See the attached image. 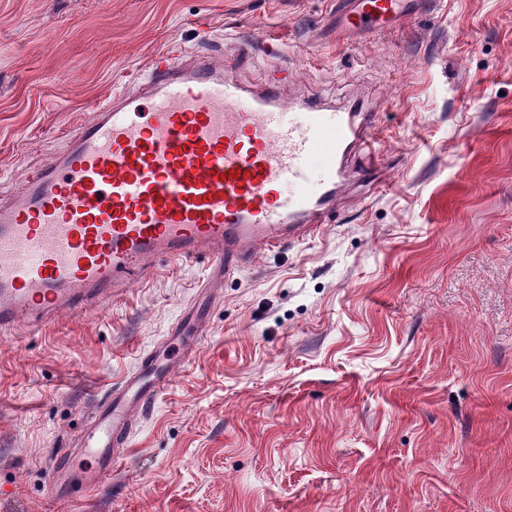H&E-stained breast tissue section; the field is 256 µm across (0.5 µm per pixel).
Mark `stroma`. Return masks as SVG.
<instances>
[{
	"label": "stroma",
	"mask_w": 512,
	"mask_h": 512,
	"mask_svg": "<svg viewBox=\"0 0 512 512\" xmlns=\"http://www.w3.org/2000/svg\"><path fill=\"white\" fill-rule=\"evenodd\" d=\"M265 42L295 94H363L392 186L203 303L206 261L0 334V512H512V0H430L352 39L335 0H0V196L152 54ZM169 343L110 485L49 501L57 452Z\"/></svg>",
	"instance_id": "35a3bbf8"
}]
</instances>
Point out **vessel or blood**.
<instances>
[{
	"label": "vessel or blood",
	"instance_id": "b4317fda",
	"mask_svg": "<svg viewBox=\"0 0 512 512\" xmlns=\"http://www.w3.org/2000/svg\"><path fill=\"white\" fill-rule=\"evenodd\" d=\"M416 0H340L336 27L388 32ZM288 74L266 68L257 88L224 69L221 44L151 56L109 100L0 199V333L61 312L100 307L133 279L167 264L206 259L213 281L267 253L315 238L333 223L353 148L382 137L361 103L284 105ZM331 159L312 166L317 144ZM376 191L386 169L373 159L357 177ZM171 381L167 364L145 359L105 395L77 447L60 449L50 486L61 492L76 457L89 459L87 489L109 483L133 414Z\"/></svg>",
	"mask_w": 512,
	"mask_h": 512
}]
</instances>
